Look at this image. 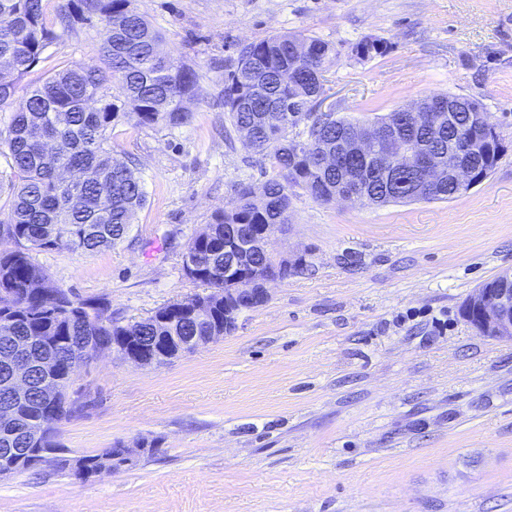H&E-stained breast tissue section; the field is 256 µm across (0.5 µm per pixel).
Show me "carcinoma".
<instances>
[{
  "instance_id": "cac0c4a2",
  "label": "carcinoma",
  "mask_w": 512,
  "mask_h": 512,
  "mask_svg": "<svg viewBox=\"0 0 512 512\" xmlns=\"http://www.w3.org/2000/svg\"><path fill=\"white\" fill-rule=\"evenodd\" d=\"M50 0H0V106L13 105L9 121L0 128V192L10 197L0 237V299L10 300L11 313L0 312V387L9 376L3 359L11 354L13 337L30 342L34 363L57 361L55 384L69 387L72 377L65 362L73 347L112 341L114 336H208L224 329V284L208 270L224 268V225L286 224L291 194L301 189L321 203L332 201L338 189L354 186L353 178L369 185L370 204L401 200H448L459 197L444 181L417 195L415 175L405 173L394 192L385 191L381 176L368 167L355 176L357 160L330 166L324 146L336 135L359 123L318 111L314 93L324 88L325 73L338 52L319 38L297 34L272 35L245 43L224 59V115L237 132L248 131L243 146L261 157L271 175L260 196L252 188L239 191L229 210L212 214L205 228L188 241L183 257L185 275L209 292L195 301L207 304L199 317L179 310L175 303L158 308L147 318L121 324L112 318L108 303L81 299L50 284L49 275L33 254L67 249L93 253L122 242L147 197L140 178L128 161L112 153L111 134L122 118L137 127L178 128L193 115L186 103L196 97L198 74L181 60L159 50L162 34L133 5V0H55L56 17L63 28L75 21L105 23L109 36L100 49V64L73 63L48 76L41 84L16 95L17 79L40 62L56 37L47 21ZM385 42L364 37L354 47L357 59L386 53ZM118 83L122 98L102 91L107 80ZM303 130H298L299 126ZM476 161L489 174L501 151L488 135ZM90 171L94 178L74 189L61 179L62 171ZM41 378L32 380L33 393L18 409L16 419L0 425V439L13 448H57L42 434L45 405Z\"/></svg>"
}]
</instances>
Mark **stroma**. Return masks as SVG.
I'll list each match as a JSON object with an SVG mask.
<instances>
[{
  "label": "stroma",
  "instance_id": "35a3bbf8",
  "mask_svg": "<svg viewBox=\"0 0 512 512\" xmlns=\"http://www.w3.org/2000/svg\"><path fill=\"white\" fill-rule=\"evenodd\" d=\"M163 52L199 74L186 126L119 122L147 203L95 253L36 254L53 285L132 323L204 288L189 238L265 180L224 139V59L303 32L338 56L323 112L369 121L433 94L479 100L505 148L450 201L368 207L292 198L268 243L304 272L270 282L231 334L158 367L104 356L78 367L66 456L154 440V453L87 480L43 465L0 479V512H512V342L476 334L461 306L512 269V0H134ZM372 36L386 54L358 60ZM101 21L59 31L19 90L95 63Z\"/></svg>",
  "mask_w": 512,
  "mask_h": 512
}]
</instances>
